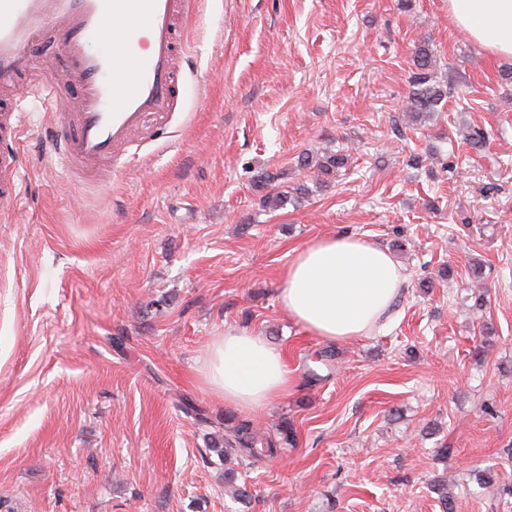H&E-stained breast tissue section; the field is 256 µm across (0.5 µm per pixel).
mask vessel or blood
I'll use <instances>...</instances> for the list:
<instances>
[{"mask_svg": "<svg viewBox=\"0 0 512 512\" xmlns=\"http://www.w3.org/2000/svg\"><path fill=\"white\" fill-rule=\"evenodd\" d=\"M189 0H0V90L15 93L37 53L55 43L64 80L29 94L60 105L48 139L71 176L91 179L132 147L147 121L175 111L184 80L177 46ZM20 110L0 113V209L19 194L22 162L14 144Z\"/></svg>", "mask_w": 512, "mask_h": 512, "instance_id": "vessel-or-blood-1", "label": "vessel or blood"}]
</instances>
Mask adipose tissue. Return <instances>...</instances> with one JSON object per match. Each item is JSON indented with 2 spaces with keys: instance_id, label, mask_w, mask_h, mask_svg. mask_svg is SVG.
<instances>
[{
  "instance_id": "1",
  "label": "adipose tissue",
  "mask_w": 512,
  "mask_h": 512,
  "mask_svg": "<svg viewBox=\"0 0 512 512\" xmlns=\"http://www.w3.org/2000/svg\"><path fill=\"white\" fill-rule=\"evenodd\" d=\"M448 15L479 46L512 58V0H448ZM405 281L381 245L332 235L298 252L281 275L278 299L293 321L335 342L367 335L389 318ZM203 381L227 405L245 411L266 408L293 386L282 353L244 331L213 341Z\"/></svg>"
}]
</instances>
